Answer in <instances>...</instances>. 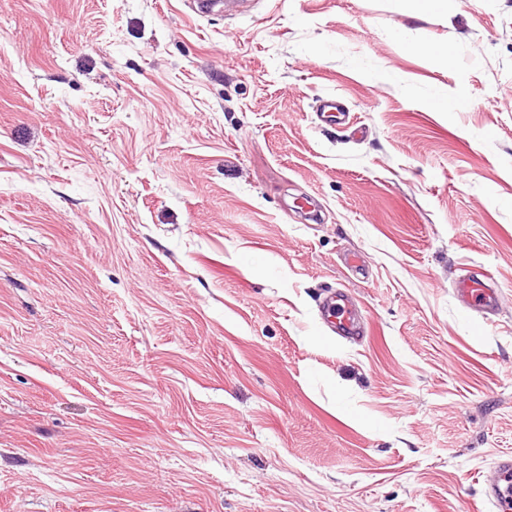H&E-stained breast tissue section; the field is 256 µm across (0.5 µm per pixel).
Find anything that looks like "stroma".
I'll return each mask as SVG.
<instances>
[{
  "label": "stroma",
  "mask_w": 512,
  "mask_h": 512,
  "mask_svg": "<svg viewBox=\"0 0 512 512\" xmlns=\"http://www.w3.org/2000/svg\"><path fill=\"white\" fill-rule=\"evenodd\" d=\"M504 452L512 0H0V512H478ZM490 279L491 275L488 273L467 274L455 283L453 293L456 299L468 309L492 310L497 303V294L488 285ZM323 309L327 322L333 325L335 333L342 338H353L361 332L360 317L356 311L349 305L348 297L345 291L337 290L326 298Z\"/></svg>",
  "instance_id": "stroma-1"
}]
</instances>
